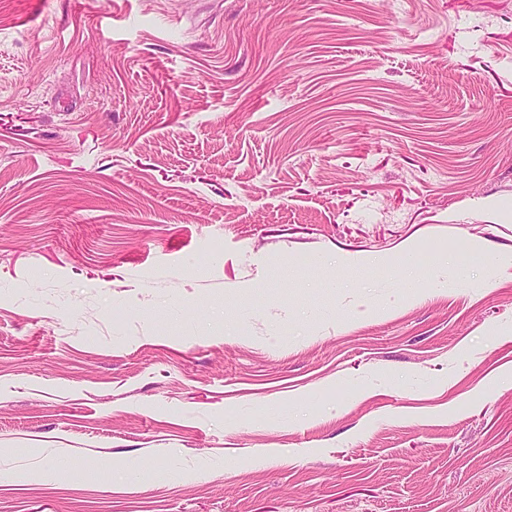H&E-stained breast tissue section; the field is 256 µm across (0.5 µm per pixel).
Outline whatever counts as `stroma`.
I'll return each instance as SVG.
<instances>
[{"mask_svg":"<svg viewBox=\"0 0 512 512\" xmlns=\"http://www.w3.org/2000/svg\"><path fill=\"white\" fill-rule=\"evenodd\" d=\"M0 512H512V0H0Z\"/></svg>","mask_w":512,"mask_h":512,"instance_id":"stroma-1","label":"stroma"}]
</instances>
